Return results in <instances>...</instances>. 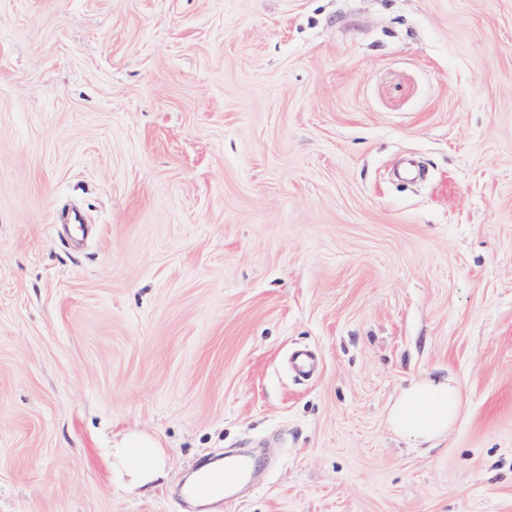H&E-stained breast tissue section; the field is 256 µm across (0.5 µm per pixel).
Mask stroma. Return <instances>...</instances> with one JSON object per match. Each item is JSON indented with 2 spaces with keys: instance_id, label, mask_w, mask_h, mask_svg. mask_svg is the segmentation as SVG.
I'll list each match as a JSON object with an SVG mask.
<instances>
[{
  "instance_id": "35a3bbf8",
  "label": "stroma",
  "mask_w": 512,
  "mask_h": 512,
  "mask_svg": "<svg viewBox=\"0 0 512 512\" xmlns=\"http://www.w3.org/2000/svg\"><path fill=\"white\" fill-rule=\"evenodd\" d=\"M228 448L216 512H512V0H0V512ZM460 404L459 391L448 380L416 379L402 389L389 420L400 435L428 443L448 431L458 416ZM135 453L144 458V464L133 462L132 457ZM113 456L118 471L121 472V468L127 474L131 486H146L165 475L162 451L157 443L148 436L139 434L125 436L112 449V458Z\"/></svg>"
}]
</instances>
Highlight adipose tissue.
Segmentation results:
<instances>
[{
	"mask_svg": "<svg viewBox=\"0 0 512 512\" xmlns=\"http://www.w3.org/2000/svg\"><path fill=\"white\" fill-rule=\"evenodd\" d=\"M461 399L457 387L430 378L405 386L390 411L389 420L402 436L420 443L441 437L455 422ZM112 454L116 465L129 477L131 486L142 487L165 475L163 454L150 437L125 436Z\"/></svg>",
	"mask_w": 512,
	"mask_h": 512,
	"instance_id": "obj_1",
	"label": "adipose tissue"
}]
</instances>
